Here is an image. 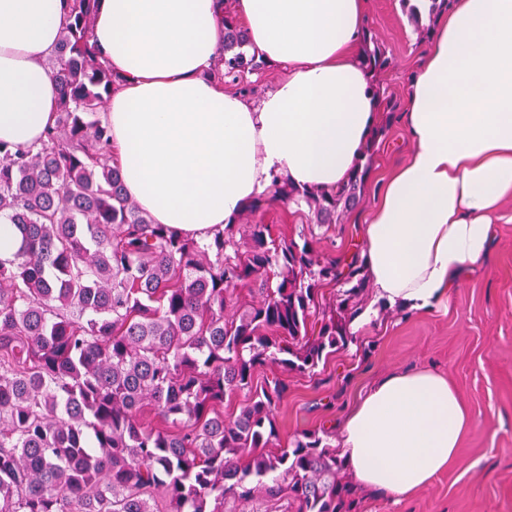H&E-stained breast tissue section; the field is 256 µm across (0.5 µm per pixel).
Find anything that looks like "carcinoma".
I'll return each mask as SVG.
<instances>
[{
	"instance_id": "obj_1",
	"label": "carcinoma",
	"mask_w": 512,
	"mask_h": 512,
	"mask_svg": "<svg viewBox=\"0 0 512 512\" xmlns=\"http://www.w3.org/2000/svg\"><path fill=\"white\" fill-rule=\"evenodd\" d=\"M67 2L55 122L26 148L0 142V218L21 236L0 259V512H240L266 496L281 512H359L345 459L319 434L268 450L288 390L277 371L311 372L354 339L359 254L321 260L267 224H229L201 244L152 223L99 117L120 77L89 43L98 0ZM363 43L369 70L390 66ZM249 47L224 16L218 76L257 70ZM383 132L336 191L282 182L242 215L304 203L315 236L359 203ZM342 280L343 298L317 311L320 289ZM244 290L261 299L240 304ZM261 367L273 373L256 388Z\"/></svg>"
}]
</instances>
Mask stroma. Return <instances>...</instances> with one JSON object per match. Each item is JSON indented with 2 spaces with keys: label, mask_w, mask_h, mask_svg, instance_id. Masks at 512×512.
<instances>
[{
  "label": "stroma",
  "mask_w": 512,
  "mask_h": 512,
  "mask_svg": "<svg viewBox=\"0 0 512 512\" xmlns=\"http://www.w3.org/2000/svg\"><path fill=\"white\" fill-rule=\"evenodd\" d=\"M439 17L432 11L413 18L403 0H367L364 31L391 62L388 70L373 74L372 82L391 96L395 108L382 115L385 134L373 154L360 204L344 212L324 238L314 240L316 254L344 250L390 172L407 158L410 141L403 115L408 83L431 44L420 32L435 29ZM287 76V64L265 61L230 89L255 101ZM310 217L307 206L277 203L254 219L270 225L273 238L297 240ZM420 368L448 377L470 412L471 427L458 459L401 501L356 487L360 512H512V223L496 225L487 265L462 280L448 307L424 314L378 307L354 341L322 360L314 372L284 373L288 395L276 412L274 448L304 431H328L330 444H337L339 423L374 382L394 371Z\"/></svg>",
  "instance_id": "obj_1"
}]
</instances>
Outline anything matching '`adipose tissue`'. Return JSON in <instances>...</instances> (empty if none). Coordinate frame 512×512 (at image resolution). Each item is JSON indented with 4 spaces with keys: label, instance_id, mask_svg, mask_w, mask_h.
Here are the masks:
<instances>
[{
    "label": "adipose tissue",
    "instance_id": "adipose-tissue-1",
    "mask_svg": "<svg viewBox=\"0 0 512 512\" xmlns=\"http://www.w3.org/2000/svg\"><path fill=\"white\" fill-rule=\"evenodd\" d=\"M66 0H0V141L53 124ZM290 66L258 103L215 78L224 16ZM365 0H99L92 44L119 74L102 120L127 193L154 223L198 241L235 223L274 180L345 184L380 108L359 57ZM411 151L364 225L375 302L426 313L483 265L512 203V0H454L410 82ZM471 424L428 369L374 385L340 424L360 484L408 498L448 469Z\"/></svg>",
    "mask_w": 512,
    "mask_h": 512
}]
</instances>
